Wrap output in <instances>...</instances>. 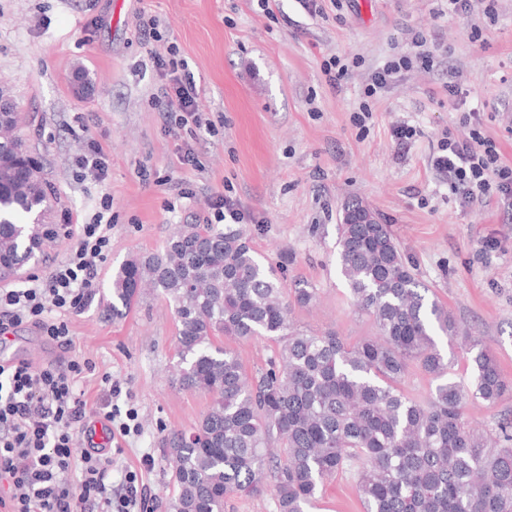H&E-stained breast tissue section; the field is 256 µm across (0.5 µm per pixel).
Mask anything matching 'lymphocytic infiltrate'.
Wrapping results in <instances>:
<instances>
[{
    "mask_svg": "<svg viewBox=\"0 0 512 512\" xmlns=\"http://www.w3.org/2000/svg\"><path fill=\"white\" fill-rule=\"evenodd\" d=\"M158 18L138 21L140 39L150 44V62L162 80L155 107L165 132L177 144L180 162L197 165L192 142L210 128L196 105L193 76L175 47L158 49ZM467 136L446 134L433 159L448 177V192L462 204L496 202L512 210V165L501 158L497 142L481 131L480 113H463ZM111 198H103L92 222L77 225L75 243L64 259L27 288L0 289V333L25 324L60 348L71 343L65 314L82 311L95 295L102 265L111 249ZM87 363L74 359L35 366L0 364V512H155L148 488L136 472L112 485L109 458L100 451L74 462L72 448L84 429L87 402L76 390Z\"/></svg>",
    "mask_w": 512,
    "mask_h": 512,
    "instance_id": "f902f5d3",
    "label": "lymphocytic infiltrate"
}]
</instances>
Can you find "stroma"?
Instances as JSON below:
<instances>
[{
	"mask_svg": "<svg viewBox=\"0 0 512 512\" xmlns=\"http://www.w3.org/2000/svg\"><path fill=\"white\" fill-rule=\"evenodd\" d=\"M321 5L315 17L301 0H0V87L52 188L44 221L57 236L43 245L46 259H62L72 224L88 223L102 196L112 199V247L93 301L66 317L69 349L23 324L0 346V364L89 361L77 388L92 409L108 397L104 376L119 380L116 403L135 408L142 428L107 449L112 480L137 472L162 501L172 494L163 442L197 423L211 398L175 381L178 323L163 299L146 295L116 319L106 298L113 269L159 250L175 225L202 223L213 192L248 213L242 227L285 288H316V303L295 309V328L351 343L377 333L354 310L336 266L342 208L356 198L390 225L421 282L512 378V214L460 204L432 166L440 138L463 134L459 117L473 107L512 165V0H495L492 26L478 2L461 19L449 16L448 0ZM142 15L164 22L163 42L177 46L212 122L195 145L198 167L179 164L161 127V80L136 31ZM420 39L436 48L431 64L416 57ZM402 56L411 68L366 96L372 74ZM333 57L349 66L336 84L324 72ZM452 84L467 92L456 111ZM364 102L372 117L363 123ZM78 113L83 123L74 122ZM400 125L414 136L399 140ZM89 138L110 159L101 183L76 175L74 158ZM310 512H363L353 476L338 474Z\"/></svg>",
	"mask_w": 512,
	"mask_h": 512,
	"instance_id": "35a3bbf8",
	"label": "stroma"
}]
</instances>
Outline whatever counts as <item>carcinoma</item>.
<instances>
[{"label": "carcinoma", "mask_w": 512, "mask_h": 512, "mask_svg": "<svg viewBox=\"0 0 512 512\" xmlns=\"http://www.w3.org/2000/svg\"><path fill=\"white\" fill-rule=\"evenodd\" d=\"M20 116L0 112V279L40 260L53 232L26 214L51 189L17 135ZM372 211L343 207L337 260L352 306L376 336L347 343L290 330L315 289L283 288L243 228L179 224L162 250L135 255L112 274V317L129 314L149 288L178 322V384L212 404L190 432L164 441L174 494L167 512H224L234 496L270 489L276 512H308L325 486L350 472L364 512H512V421L481 429L465 399L495 406L512 392L495 355L418 279L390 225L359 224ZM461 341L467 384L435 337ZM279 344L250 375L223 338ZM438 381L424 400L402 388L411 364Z\"/></svg>", "instance_id": "obj_1"}]
</instances>
